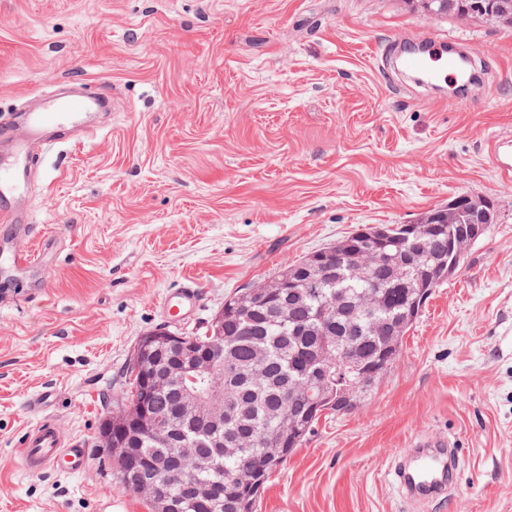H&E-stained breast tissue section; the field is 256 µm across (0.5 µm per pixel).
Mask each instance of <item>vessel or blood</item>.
<instances>
[{"label": "vessel or blood", "instance_id": "1", "mask_svg": "<svg viewBox=\"0 0 512 512\" xmlns=\"http://www.w3.org/2000/svg\"><path fill=\"white\" fill-rule=\"evenodd\" d=\"M457 59L449 54L447 42L431 38L421 53L402 56L401 66L435 80L445 71L456 68ZM107 99L105 93L91 92L71 98L45 99L41 108L22 117L24 136L15 139L8 154L0 158V223L13 226L15 233L26 231L27 211L23 200L32 183L31 173L36 164L35 144L45 145L70 141L72 134H96V109ZM44 252L12 248L1 259L18 272L43 261ZM199 295L194 283H183L164 300L168 318L181 322L197 309ZM420 452L415 465L396 472L394 478L404 484L408 493L438 497L444 494L450 474L444 440L417 438ZM22 458L33 470L51 472L65 470L77 473L88 465L85 449L65 444L51 420H43L28 429L19 440Z\"/></svg>", "mask_w": 512, "mask_h": 512}]
</instances>
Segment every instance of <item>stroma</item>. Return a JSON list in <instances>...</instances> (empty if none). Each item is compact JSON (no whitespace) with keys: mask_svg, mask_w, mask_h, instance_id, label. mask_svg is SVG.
<instances>
[{"mask_svg":"<svg viewBox=\"0 0 512 512\" xmlns=\"http://www.w3.org/2000/svg\"><path fill=\"white\" fill-rule=\"evenodd\" d=\"M421 36L467 46L478 82L458 95L383 69L384 47ZM68 81L111 91L112 111L91 141L41 152L23 244L47 240L46 262L0 265V512H150L98 445L139 338L200 335L287 263L460 195L496 223L256 512H405L390 470L423 434L459 456L431 512H512L511 27L407 0H0V111ZM189 279L199 306L168 325L162 299ZM45 416L88 448L84 471L28 470L16 437Z\"/></svg>","mask_w":512,"mask_h":512,"instance_id":"35a3bbf8","label":"stroma"}]
</instances>
